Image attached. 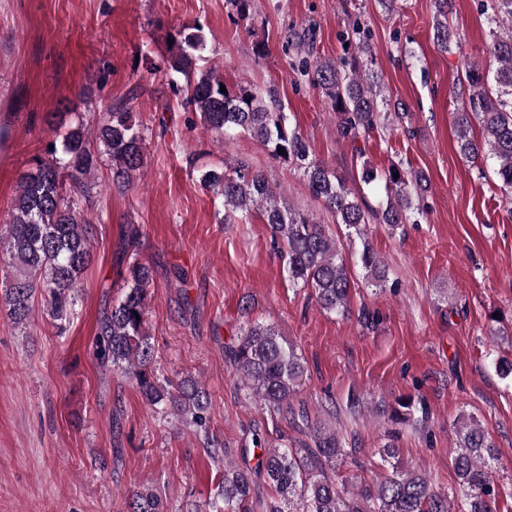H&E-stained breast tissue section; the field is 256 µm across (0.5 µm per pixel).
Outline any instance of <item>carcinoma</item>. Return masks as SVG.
<instances>
[{
  "mask_svg": "<svg viewBox=\"0 0 512 512\" xmlns=\"http://www.w3.org/2000/svg\"><path fill=\"white\" fill-rule=\"evenodd\" d=\"M453 0H436L433 38L448 50L450 29L444 18ZM492 39L488 54L496 63L494 82L489 73L472 65L466 73L468 98L454 113L459 152L467 159L494 160L493 173L500 188L512 193V0H489ZM358 35V51L338 62L313 59L311 48L315 30L302 27L290 34L298 68L309 77L336 113V132L352 142L378 128L381 106H393L402 119V103L381 97L380 85L367 68L373 56L369 36L353 23ZM205 33L200 25H186L169 47V69L186 77L195 72L196 53L203 49ZM222 80L200 73L187 83L186 106L200 114L206 128L219 138L248 133L272 155L302 170L310 194L322 201L347 230V237L359 240L355 263L365 281L382 290L388 269L365 238V225L385 224L392 230L416 224L424 215L423 200L428 192L424 172L398 161L384 172L365 162L361 180L370 185L384 182L386 202L376 207L358 199L352 190L325 165L309 158V148L292 126L275 93L266 91L267 103L241 92H220ZM482 128L483 138L473 134V123ZM95 137L102 151L91 149L82 125L70 128L35 158V171L24 174L9 219L0 225V263L20 267L6 303L16 325L29 324L35 297L41 298L45 314L63 331L73 315L72 292L91 260L93 232L84 217L91 201V175L100 159L112 162V181L130 185L145 165L144 137L132 115L121 104L107 109ZM284 148L279 153L278 148ZM232 172L210 170L200 179L203 188L224 199V223L246 221L257 213L269 226L274 240L283 243L280 251L288 281L309 288L323 311L344 316L350 313L349 295L353 281L346 259L325 226L287 204L282 192L266 176L244 159L231 165ZM127 291L123 298L104 310L97 320L94 355L104 369H112L133 379L146 401L179 416L209 437V402L202 385L188 376L177 384L160 383L154 366L155 349L146 331V304L152 282L150 268L134 261L126 269ZM224 358L249 391V398L266 408L290 417L307 430L309 441L299 448H271L259 433L253 447L261 450L257 464L224 465V475L209 512H451L450 500L460 492L464 512H498L497 493L492 478L496 460L494 445L477 424L457 429L458 448L453 467L458 490L436 488L429 477L414 469L392 466L384 480L369 484L338 480L336 469L347 457L336 429L313 420L293 398L307 368L296 347L274 328L254 323L244 330L237 343L224 347ZM414 415L410 400L398 401L389 419L408 422ZM275 489L277 499L260 495V483ZM129 512H164L162 500L147 490L131 494Z\"/></svg>",
  "mask_w": 512,
  "mask_h": 512,
  "instance_id": "carcinoma-1",
  "label": "carcinoma"
}]
</instances>
